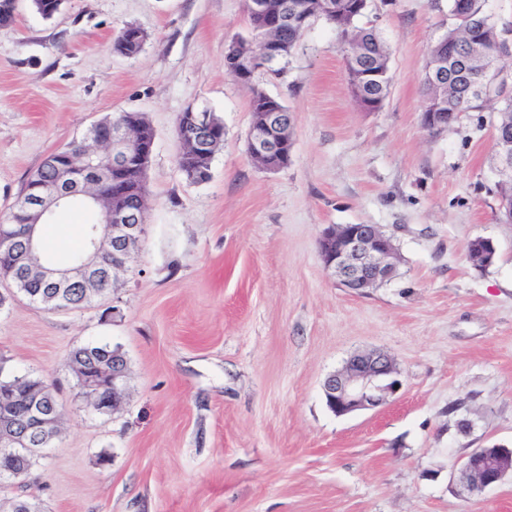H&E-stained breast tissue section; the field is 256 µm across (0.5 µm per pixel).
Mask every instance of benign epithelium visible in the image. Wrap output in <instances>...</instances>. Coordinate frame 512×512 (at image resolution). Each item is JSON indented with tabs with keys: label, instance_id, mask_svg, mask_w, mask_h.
<instances>
[{
	"label": "benign epithelium",
	"instance_id": "1",
	"mask_svg": "<svg viewBox=\"0 0 512 512\" xmlns=\"http://www.w3.org/2000/svg\"><path fill=\"white\" fill-rule=\"evenodd\" d=\"M301 9L296 5L284 8L271 23L270 30L286 28L299 22ZM454 58V47L441 52L436 63L429 65V82L442 83L448 78V61ZM285 113L274 108L261 113V122L250 132L251 154L256 159H269L288 145L283 137ZM456 112L444 111L436 103L423 115L424 127L440 130L452 125ZM135 122L123 124L99 120L89 129L82 148L73 152L66 148L56 152L57 166L64 172L62 180L39 183L30 192L20 195L12 207L23 221L10 224L12 246L6 252L12 268L28 281L64 292L75 282L90 288L100 287L102 267L112 261V268L125 266L134 243L144 233L142 205L138 201L123 202L124 186L112 178L114 172H132L149 162L152 146L137 139ZM495 146L501 161V172L512 180V131H495ZM74 197L88 199L101 210L105 233L91 239L89 259L79 267H57L43 259L38 249V225L50 219L55 211ZM490 240L477 237L467 246V257L475 265H487L494 258ZM319 258L326 274L353 294L390 279L397 267L393 241L377 224H342L327 229L319 241ZM393 359L386 353L371 351L351 356L342 370L331 374L323 383V393L335 414L377 408L401 385ZM92 389L103 385L116 392L123 384L117 371L100 370L88 377ZM12 389L0 390V444L14 446L26 443L25 433L18 429ZM463 489L480 492L512 475V448L494 445L476 448L462 466Z\"/></svg>",
	"mask_w": 512,
	"mask_h": 512
}]
</instances>
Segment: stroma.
<instances>
[{
	"mask_svg": "<svg viewBox=\"0 0 512 512\" xmlns=\"http://www.w3.org/2000/svg\"><path fill=\"white\" fill-rule=\"evenodd\" d=\"M360 23L390 52V93L363 110L339 31L313 19L252 84L224 68L246 0H21L0 26V222L51 153L115 112L155 133L150 210L133 259L89 306L54 311L0 281V367L53 384L60 437L21 494L42 512H512V478L470 494L473 449L512 448V224L499 221L494 116L423 125L428 50L448 0H369ZM141 52L116 53L124 25ZM261 88L292 115L288 165L247 153ZM214 113L211 177L178 166L177 116ZM376 224L395 275L352 294L325 273L323 231ZM492 239L475 268L466 243ZM128 360L122 410L86 407L67 364L88 344ZM391 355L402 383L380 409L333 414L322 384L354 353ZM468 430H460V422Z\"/></svg>",
	"mask_w": 512,
	"mask_h": 512,
	"instance_id": "1",
	"label": "stroma"
}]
</instances>
